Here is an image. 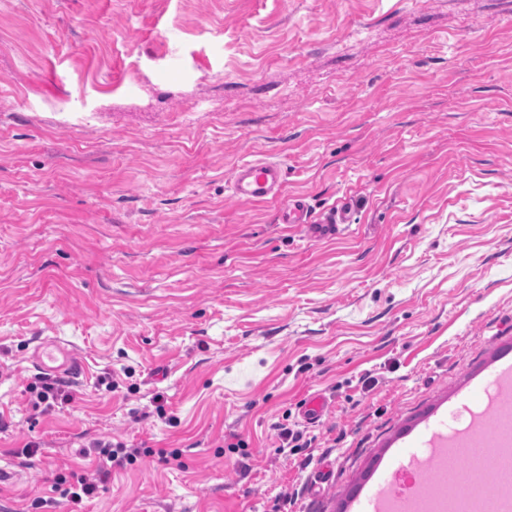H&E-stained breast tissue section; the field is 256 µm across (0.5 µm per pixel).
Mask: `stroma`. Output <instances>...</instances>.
Here are the masks:
<instances>
[{
    "mask_svg": "<svg viewBox=\"0 0 512 512\" xmlns=\"http://www.w3.org/2000/svg\"><path fill=\"white\" fill-rule=\"evenodd\" d=\"M261 158L354 224L234 200ZM46 338L83 373L44 413ZM506 348L512 0H0V512H70L96 440L180 457L82 512H357Z\"/></svg>",
    "mask_w": 512,
    "mask_h": 512,
    "instance_id": "stroma-1",
    "label": "stroma"
}]
</instances>
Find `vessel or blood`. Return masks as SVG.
<instances>
[{
  "instance_id": "b4317fda",
  "label": "vessel or blood",
  "mask_w": 512,
  "mask_h": 512,
  "mask_svg": "<svg viewBox=\"0 0 512 512\" xmlns=\"http://www.w3.org/2000/svg\"><path fill=\"white\" fill-rule=\"evenodd\" d=\"M228 185L233 199L247 204H264L276 202L280 205L281 223L303 229L312 228L321 237L335 235L345 229L351 216L347 208L335 209L324 216L320 224H312L309 207L304 198L287 195L286 180L282 164L269 160H252L238 164L233 168ZM37 366L48 373L62 370L75 371V360L69 359L53 343L46 344L36 357ZM512 405V362L501 366L497 389L489 404L490 411H496ZM489 411V413H490ZM489 413L475 415L470 426L455 435H434L430 441L432 454L424 462H416L418 472L435 469L439 459L446 457L449 448L461 446L473 440H489L496 436L498 424L490 418ZM393 469L383 471L384 482L381 490L369 497L370 512H404L406 501L417 495V487H404L393 481Z\"/></svg>"
}]
</instances>
